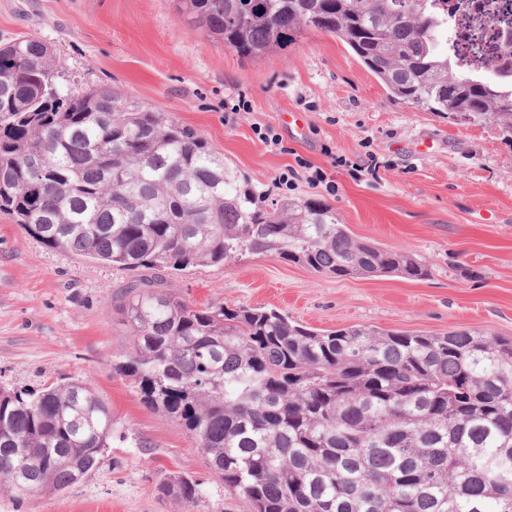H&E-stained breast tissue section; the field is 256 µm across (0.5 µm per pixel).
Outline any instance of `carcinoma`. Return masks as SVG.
I'll use <instances>...</instances> for the list:
<instances>
[{
	"label": "carcinoma",
	"instance_id": "1",
	"mask_svg": "<svg viewBox=\"0 0 512 512\" xmlns=\"http://www.w3.org/2000/svg\"><path fill=\"white\" fill-rule=\"evenodd\" d=\"M239 56L311 30L336 37L390 99L495 124L512 141V76L447 50L448 0H174ZM0 212L52 248L167 274L274 253L334 278L431 276L356 240L330 205L272 200L166 113L66 83L52 45L0 44ZM112 372L179 422L249 512H512V336L351 326L318 332L265 307H197L142 281L121 307ZM111 408L90 381L0 388V484L63 491L101 466ZM202 483L156 491L195 503Z\"/></svg>",
	"mask_w": 512,
	"mask_h": 512
}]
</instances>
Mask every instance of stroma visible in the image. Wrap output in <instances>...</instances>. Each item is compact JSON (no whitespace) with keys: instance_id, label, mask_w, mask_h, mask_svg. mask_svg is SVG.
<instances>
[{"instance_id":"stroma-1","label":"stroma","mask_w":512,"mask_h":512,"mask_svg":"<svg viewBox=\"0 0 512 512\" xmlns=\"http://www.w3.org/2000/svg\"><path fill=\"white\" fill-rule=\"evenodd\" d=\"M20 36L51 42L75 83L121 89L191 128L269 198L321 200L353 237L413 252L432 268L425 280L337 279L248 255L169 276L168 288L189 303L261 305L319 330L512 336V142L495 125L389 99L325 33L240 57L179 16L174 0H0V40ZM267 126L278 149L258 138ZM372 161L375 175L360 172ZM290 169L296 175L282 185ZM317 170L325 183L310 182ZM141 276L50 248L0 213V386L87 379L118 421L100 469L36 498L0 490V512H245L185 428L112 372L130 345L118 308ZM164 471L199 478L197 503L159 496Z\"/></svg>"}]
</instances>
